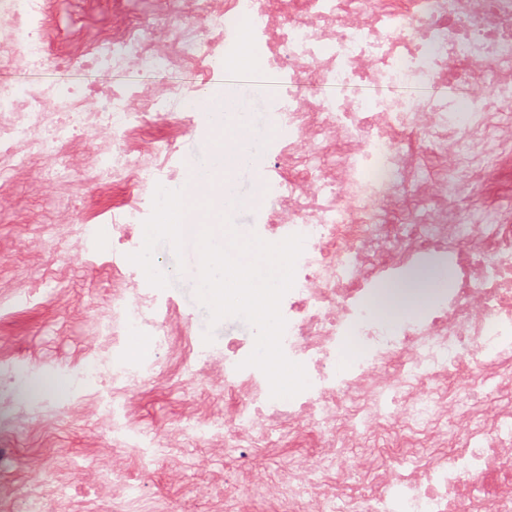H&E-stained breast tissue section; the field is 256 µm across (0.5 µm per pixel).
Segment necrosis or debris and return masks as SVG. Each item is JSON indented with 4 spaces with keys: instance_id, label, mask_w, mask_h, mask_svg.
<instances>
[{
    "instance_id": "obj_1",
    "label": "necrosis or debris",
    "mask_w": 512,
    "mask_h": 512,
    "mask_svg": "<svg viewBox=\"0 0 512 512\" xmlns=\"http://www.w3.org/2000/svg\"><path fill=\"white\" fill-rule=\"evenodd\" d=\"M161 2L160 16L89 27L61 24L51 0H0V199L19 223L65 226L70 262L101 224L131 246L155 193L143 174L168 173L187 131L159 125L176 106L167 75L206 76L247 31L288 74L265 190L277 208L258 209L256 233L304 237L280 310L283 351L309 386L272 397L244 364L253 341L196 346L179 309L113 266L105 309L76 314L87 342L67 390L16 402L20 370L0 360V435L89 408L112 445L62 467L65 449H34L33 467L0 486V512H170L129 393L173 378L206 393L165 429L162 465L175 472L191 439L241 466L236 503L226 473L193 488L206 512H512V0ZM47 62L101 81L12 78ZM133 68L153 75L151 94L113 89ZM75 172L92 206L72 195ZM24 178L49 188L50 214L14 200ZM429 255L454 287L377 318L371 295ZM131 334L153 336L155 352L132 359ZM282 451L286 477L251 463Z\"/></svg>"
}]
</instances>
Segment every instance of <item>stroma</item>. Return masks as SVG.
<instances>
[{
    "label": "stroma",
    "mask_w": 512,
    "mask_h": 512,
    "mask_svg": "<svg viewBox=\"0 0 512 512\" xmlns=\"http://www.w3.org/2000/svg\"><path fill=\"white\" fill-rule=\"evenodd\" d=\"M52 233L51 225L21 224L11 210L0 209V286L14 287L25 276L36 278L46 291L41 305L0 319V358L52 369L58 388L63 389L69 384L68 367L83 354L86 341L79 327L72 323L69 309L75 306L90 313L99 311L112 286L111 265L126 263L127 252L113 249L112 227L105 224L100 228V251L91 252L84 263L66 267L60 252L40 254L30 250L32 241ZM189 395V388L175 379L162 386L139 385L131 398L141 415L143 431L162 436ZM0 442L13 451L9 469L15 475L28 469L30 451L34 448H66L79 455L89 448L112 445L96 414L88 411L47 426L18 428ZM200 457L209 458L213 469L225 468L224 455L218 449L184 441L171 512H203L200 504L188 502L184 495L200 478L194 467Z\"/></svg>",
    "instance_id": "obj_1"
}]
</instances>
